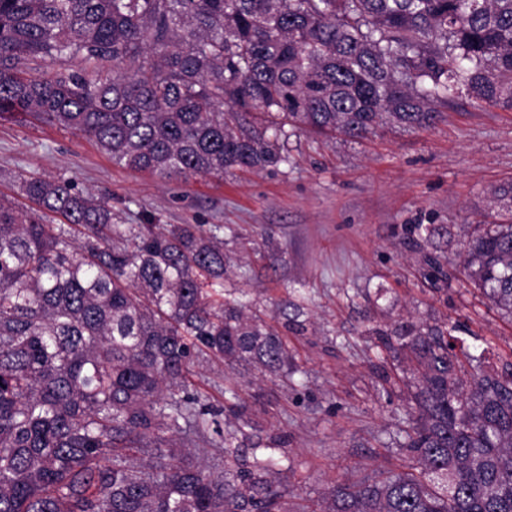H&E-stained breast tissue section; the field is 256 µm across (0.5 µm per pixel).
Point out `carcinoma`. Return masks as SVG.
<instances>
[{
    "instance_id": "1",
    "label": "carcinoma",
    "mask_w": 512,
    "mask_h": 512,
    "mask_svg": "<svg viewBox=\"0 0 512 512\" xmlns=\"http://www.w3.org/2000/svg\"><path fill=\"white\" fill-rule=\"evenodd\" d=\"M463 93L512 112V0H0V116H35L163 182L288 162L286 127L361 138L432 127ZM0 198V512H512V361L446 322L376 330L404 352L415 461L288 506L280 439L252 460L192 383L200 361L288 371L282 328L224 296L231 258L197 224H118L106 193L22 176ZM506 218L461 273L512 320ZM427 275L457 278L417 244Z\"/></svg>"
}]
</instances>
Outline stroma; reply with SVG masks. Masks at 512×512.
Instances as JSON below:
<instances>
[{"instance_id":"1","label":"stroma","mask_w":512,"mask_h":512,"mask_svg":"<svg viewBox=\"0 0 512 512\" xmlns=\"http://www.w3.org/2000/svg\"><path fill=\"white\" fill-rule=\"evenodd\" d=\"M437 110L426 130L381 125L360 140L301 132L288 140V163L169 183L112 164L82 136L2 118L0 195L34 173L107 191L130 224L150 212L161 224L220 225L235 260L225 288L243 291L250 311L267 320L299 306L305 331L288 337L291 375L205 362L193 376L211 402L223 403L232 389L247 406L240 448L282 436L295 502L337 479L411 464L399 446L410 393L386 383L397 360L381 350L375 328L444 317L472 354L492 346L490 365L512 354V323L471 285L425 277L413 231L442 226L424 252L459 266L469 226L498 218L490 189L512 180V112L464 97Z\"/></svg>"}]
</instances>
